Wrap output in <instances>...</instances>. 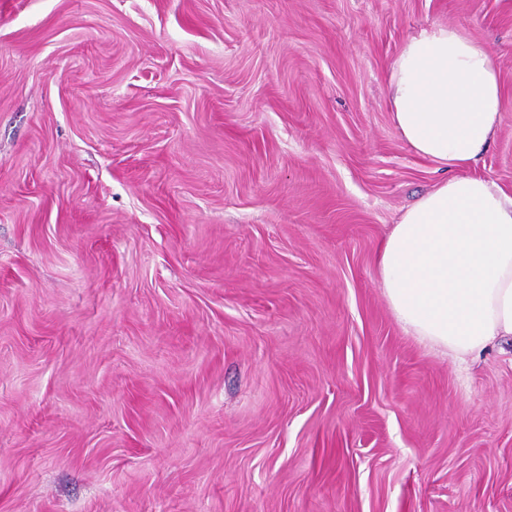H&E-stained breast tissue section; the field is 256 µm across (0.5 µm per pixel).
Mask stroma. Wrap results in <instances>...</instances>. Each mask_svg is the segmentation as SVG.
Segmentation results:
<instances>
[{"label":"stroma","mask_w":512,"mask_h":512,"mask_svg":"<svg viewBox=\"0 0 512 512\" xmlns=\"http://www.w3.org/2000/svg\"><path fill=\"white\" fill-rule=\"evenodd\" d=\"M434 24L512 191V0H0V512H512V342L444 357L377 275Z\"/></svg>","instance_id":"obj_1"}]
</instances>
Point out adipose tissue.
<instances>
[{
  "mask_svg": "<svg viewBox=\"0 0 512 512\" xmlns=\"http://www.w3.org/2000/svg\"><path fill=\"white\" fill-rule=\"evenodd\" d=\"M391 120L446 171L382 244L378 280L406 333L457 359L512 336V192L471 174L502 121L490 47L456 25L407 37L387 76Z\"/></svg>",
  "mask_w": 512,
  "mask_h": 512,
  "instance_id": "obj_1",
  "label": "adipose tissue"
}]
</instances>
